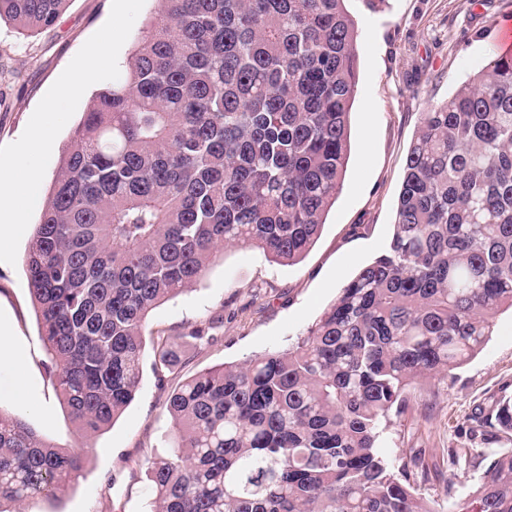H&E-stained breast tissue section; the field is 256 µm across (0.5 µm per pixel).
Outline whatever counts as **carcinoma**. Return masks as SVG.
<instances>
[{"label":"carcinoma","instance_id":"cac0c4a2","mask_svg":"<svg viewBox=\"0 0 512 512\" xmlns=\"http://www.w3.org/2000/svg\"><path fill=\"white\" fill-rule=\"evenodd\" d=\"M69 0H0L31 36ZM347 0H154L121 83L75 128L24 257L57 396L89 441L131 403L151 312L221 249L294 265L343 187L358 84ZM512 311V55H497L422 113L392 238L283 350L200 372L175 389L170 446L144 460L150 512H438L417 496L419 456L379 442L422 379L476 356ZM512 438V399L476 413ZM64 450L0 406V512L64 490ZM459 512H512V448Z\"/></svg>","mask_w":512,"mask_h":512}]
</instances>
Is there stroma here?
I'll use <instances>...</instances> for the list:
<instances>
[{
  "instance_id": "1",
  "label": "stroma",
  "mask_w": 512,
  "mask_h": 512,
  "mask_svg": "<svg viewBox=\"0 0 512 512\" xmlns=\"http://www.w3.org/2000/svg\"><path fill=\"white\" fill-rule=\"evenodd\" d=\"M152 0H70L56 23L34 37L0 20V168L15 163L17 148L35 117L51 127L50 150L41 157L39 190L48 192L61 153L86 112L93 92L123 78L133 40ZM359 27V82L350 115L351 148L341 192L315 245L299 263L269 262L259 250L232 247L206 276L151 314L144 340L143 375L134 400L115 424L91 441L83 466L56 498L35 503L36 512H148L150 482L142 464L163 453L172 420L171 392L195 373L224 362L240 363L268 350L285 349L331 305L341 288L381 255L392 237L406 156L422 112L445 101L496 55L494 40L512 19V0H348ZM112 28L110 61L58 112L44 110L56 87L77 71L104 28ZM42 210L0 255V321L10 333L16 375L27 390L21 408L29 426L60 448L83 439L61 408L53 365L39 334L23 258ZM203 330L205 342L192 339ZM171 351L162 361L160 349ZM512 398V312H499L482 351L448 377L420 382L406 412L391 421L380 441L391 461L419 454L435 473L414 480L419 496L446 512L479 485L481 465L449 472L457 448L482 451L470 417L492 412ZM455 496L446 499V480Z\"/></svg>"
}]
</instances>
